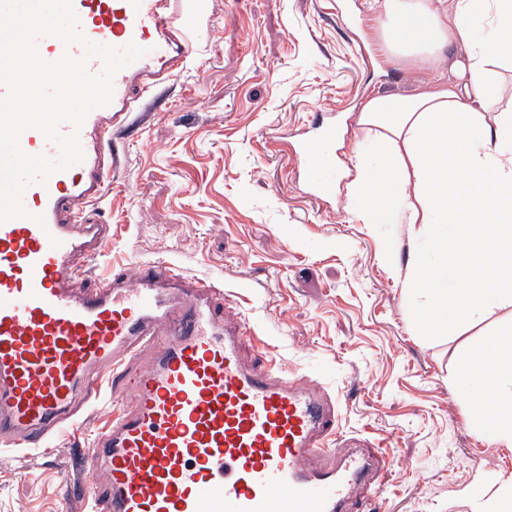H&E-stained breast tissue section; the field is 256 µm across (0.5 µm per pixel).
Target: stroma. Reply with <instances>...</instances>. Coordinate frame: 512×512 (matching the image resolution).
Listing matches in <instances>:
<instances>
[{
	"mask_svg": "<svg viewBox=\"0 0 512 512\" xmlns=\"http://www.w3.org/2000/svg\"><path fill=\"white\" fill-rule=\"evenodd\" d=\"M382 2L199 0L192 62L112 136L121 164L88 208L109 238L87 276L169 259L221 282L227 319L261 339L253 356L335 396L340 443L395 457L370 512H470L512 475V447L474 427L459 388L466 361L512 328V308L458 336L423 335L404 312L402 273L423 225L376 220L347 194L356 155L376 143L358 105L448 71L384 53ZM331 121L339 174L322 201L292 150ZM108 413L90 409L45 455L0 451V512H77L63 480Z\"/></svg>",
	"mask_w": 512,
	"mask_h": 512,
	"instance_id": "35a3bbf8",
	"label": "stroma"
}]
</instances>
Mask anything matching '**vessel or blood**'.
<instances>
[{"label":"vessel or blood","instance_id":"b4317fda","mask_svg":"<svg viewBox=\"0 0 512 512\" xmlns=\"http://www.w3.org/2000/svg\"><path fill=\"white\" fill-rule=\"evenodd\" d=\"M72 3L90 40L146 53L88 115L84 161L27 188L30 218L0 224V447L49 450L108 395L112 419L90 441L78 488L93 512H355L391 457L338 446L335 399L278 363H247L244 326L225 321L219 283L165 261L88 282L84 265L101 256L109 227L85 209L106 196L119 163L112 133L185 66L194 13L189 0ZM38 47L49 61L82 53L54 37ZM335 139L330 123L296 142L319 199L336 181L326 149ZM20 144L56 153L34 129Z\"/></svg>","mask_w":512,"mask_h":512}]
</instances>
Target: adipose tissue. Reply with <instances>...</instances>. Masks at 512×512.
<instances>
[{"label":"adipose tissue","mask_w":512,"mask_h":512,"mask_svg":"<svg viewBox=\"0 0 512 512\" xmlns=\"http://www.w3.org/2000/svg\"><path fill=\"white\" fill-rule=\"evenodd\" d=\"M378 36L407 62L461 52L448 76L410 95L379 94L358 123L379 131L374 162L357 161L350 196L385 219L427 224L408 254L409 314L440 336L512 306V142L492 76L512 58V0H383ZM463 393L493 444L512 447V336L489 344Z\"/></svg>","instance_id":"ef3b65f1"}]
</instances>
